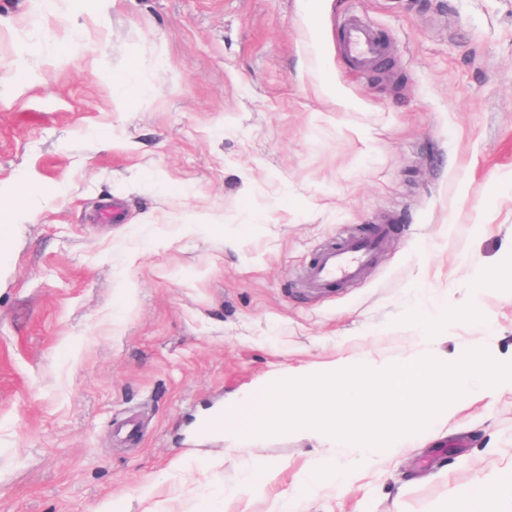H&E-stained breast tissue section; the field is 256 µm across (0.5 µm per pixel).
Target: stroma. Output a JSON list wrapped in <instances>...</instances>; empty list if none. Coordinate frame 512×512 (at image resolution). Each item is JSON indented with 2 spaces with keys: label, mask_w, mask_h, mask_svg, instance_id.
<instances>
[{
  "label": "stroma",
  "mask_w": 512,
  "mask_h": 512,
  "mask_svg": "<svg viewBox=\"0 0 512 512\" xmlns=\"http://www.w3.org/2000/svg\"><path fill=\"white\" fill-rule=\"evenodd\" d=\"M58 8L0 0V193L42 190L0 242V512H454L511 470L512 393L318 490L331 444L196 423L291 367L426 356L421 287L460 311L438 356L512 353V297L484 294L488 330L468 315L471 269L512 246V0ZM349 15L387 37L384 73L345 72ZM107 199L121 222L97 220ZM381 224L358 280L305 288L319 252ZM260 459L279 472L254 493Z\"/></svg>",
  "instance_id": "obj_1"
}]
</instances>
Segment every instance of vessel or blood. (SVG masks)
<instances>
[{"instance_id":"b4317fda","label":"vessel or blood","mask_w":512,"mask_h":512,"mask_svg":"<svg viewBox=\"0 0 512 512\" xmlns=\"http://www.w3.org/2000/svg\"><path fill=\"white\" fill-rule=\"evenodd\" d=\"M341 57L351 70H374L386 56L388 45L383 35L358 18L346 19L338 32ZM390 232L378 226L371 233L343 240L339 246L321 252L307 272L309 288L322 291L358 278L383 247Z\"/></svg>"}]
</instances>
